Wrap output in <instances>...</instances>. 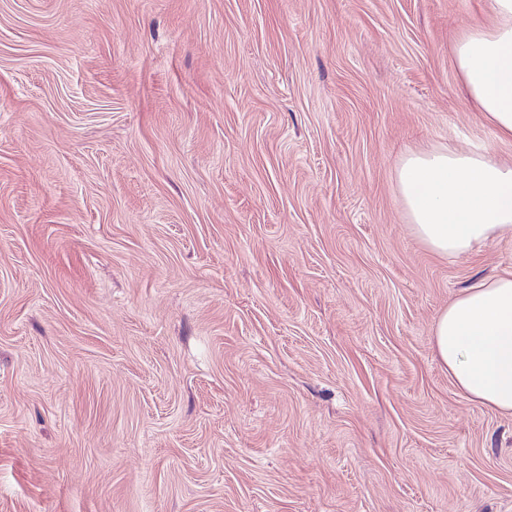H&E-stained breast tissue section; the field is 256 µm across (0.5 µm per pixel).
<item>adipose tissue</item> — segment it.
Listing matches in <instances>:
<instances>
[{
	"instance_id": "adipose-tissue-1",
	"label": "adipose tissue",
	"mask_w": 512,
	"mask_h": 512,
	"mask_svg": "<svg viewBox=\"0 0 512 512\" xmlns=\"http://www.w3.org/2000/svg\"><path fill=\"white\" fill-rule=\"evenodd\" d=\"M489 23L454 48L465 90L496 137L512 140V0H489ZM396 182L417 238L459 257L490 239L512 238V165L473 151H414ZM434 351L472 402L512 415V272L465 288L433 326Z\"/></svg>"
}]
</instances>
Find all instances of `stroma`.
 Listing matches in <instances>:
<instances>
[{"instance_id":"1","label":"stroma","mask_w":512,"mask_h":512,"mask_svg":"<svg viewBox=\"0 0 512 512\" xmlns=\"http://www.w3.org/2000/svg\"><path fill=\"white\" fill-rule=\"evenodd\" d=\"M488 0H0V512H512V416L433 350L512 269L395 182L512 162ZM491 19L454 48L465 90L496 137L512 140V0H489Z\"/></svg>"}]
</instances>
